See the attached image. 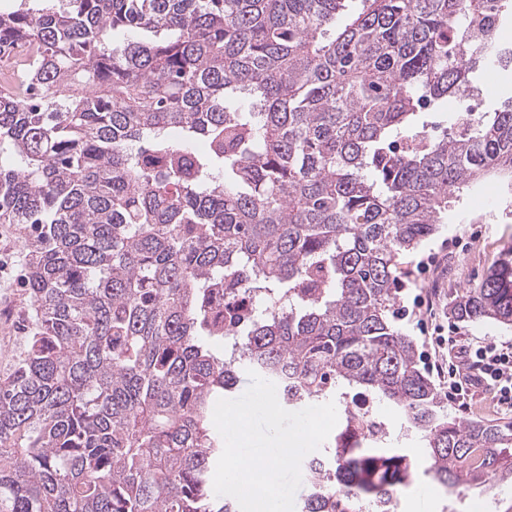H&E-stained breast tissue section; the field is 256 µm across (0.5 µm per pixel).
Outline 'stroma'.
<instances>
[{
  "instance_id": "obj_1",
  "label": "stroma",
  "mask_w": 512,
  "mask_h": 512,
  "mask_svg": "<svg viewBox=\"0 0 512 512\" xmlns=\"http://www.w3.org/2000/svg\"><path fill=\"white\" fill-rule=\"evenodd\" d=\"M28 231L21 224L0 223V381L10 373L22 351L33 314L26 290ZM512 250V186L490 183L464 192L448 213L447 224L416 250L401 258L399 304L412 307L416 296L435 301L438 324H448V303L464 288L481 281L502 255ZM417 474L403 490L404 512H419L418 490L428 487L429 512H512V484L490 481L451 495L428 473L430 459L422 443L406 442Z\"/></svg>"
}]
</instances>
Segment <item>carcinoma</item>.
I'll return each mask as SVG.
<instances>
[{
	"label": "carcinoma",
	"mask_w": 512,
	"mask_h": 512,
	"mask_svg": "<svg viewBox=\"0 0 512 512\" xmlns=\"http://www.w3.org/2000/svg\"><path fill=\"white\" fill-rule=\"evenodd\" d=\"M494 21L512 0L0 11V50L36 43L0 91V223L31 230L34 310L0 382V512H235L211 492L234 357L285 409L369 394L445 489L512 480V422L448 413L395 324L401 255L457 193L512 182V89L451 134L421 120L512 57ZM448 315L511 326L512 251ZM319 459L299 512H354L414 474L359 412Z\"/></svg>",
	"instance_id": "1"
}]
</instances>
